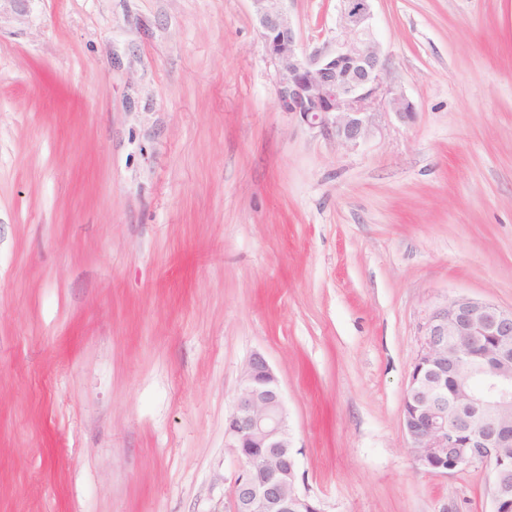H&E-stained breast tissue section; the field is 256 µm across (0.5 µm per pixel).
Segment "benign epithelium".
<instances>
[{
  "label": "benign epithelium",
  "mask_w": 512,
  "mask_h": 512,
  "mask_svg": "<svg viewBox=\"0 0 512 512\" xmlns=\"http://www.w3.org/2000/svg\"><path fill=\"white\" fill-rule=\"evenodd\" d=\"M251 2L283 111L348 150L372 136L377 104L402 122L413 119V104L386 80L371 0H341L345 38L310 54L285 0ZM419 336L402 400L416 468L442 474L481 463L491 473L493 512H512V307L453 297L431 311ZM224 439L239 463L233 512H319L298 487L299 450L284 395L259 352L243 367Z\"/></svg>",
  "instance_id": "obj_1"
}]
</instances>
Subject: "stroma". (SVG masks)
<instances>
[{
	"instance_id": "stroma-1",
	"label": "stroma",
	"mask_w": 512,
	"mask_h": 512,
	"mask_svg": "<svg viewBox=\"0 0 512 512\" xmlns=\"http://www.w3.org/2000/svg\"><path fill=\"white\" fill-rule=\"evenodd\" d=\"M412 121L282 111L250 0H0V512H229L252 353L321 512H493L402 399L456 296L512 306V0H372ZM340 0H289L300 44Z\"/></svg>"
}]
</instances>
